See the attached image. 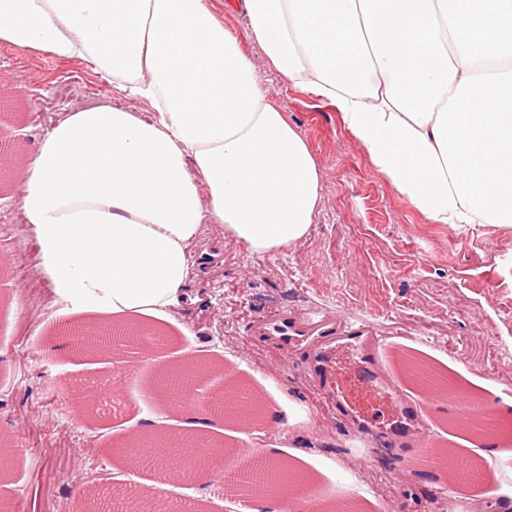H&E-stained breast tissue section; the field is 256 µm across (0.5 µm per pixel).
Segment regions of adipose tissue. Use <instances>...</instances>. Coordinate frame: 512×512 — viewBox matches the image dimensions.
I'll return each instance as SVG.
<instances>
[{
  "label": "adipose tissue",
  "mask_w": 512,
  "mask_h": 512,
  "mask_svg": "<svg viewBox=\"0 0 512 512\" xmlns=\"http://www.w3.org/2000/svg\"><path fill=\"white\" fill-rule=\"evenodd\" d=\"M228 4L431 223L512 227V78L478 79L512 62V0ZM0 44L84 61L124 99L59 118L17 182L62 315L123 330L196 304L206 223L257 253L308 234L318 165L209 0H0Z\"/></svg>",
  "instance_id": "obj_1"
}]
</instances>
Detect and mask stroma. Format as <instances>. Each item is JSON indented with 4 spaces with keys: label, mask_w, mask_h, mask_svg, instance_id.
<instances>
[{
    "label": "stroma",
    "mask_w": 512,
    "mask_h": 512,
    "mask_svg": "<svg viewBox=\"0 0 512 512\" xmlns=\"http://www.w3.org/2000/svg\"><path fill=\"white\" fill-rule=\"evenodd\" d=\"M225 3L213 0L225 29L252 59L262 90L309 145L321 174L320 199L307 236L276 254L253 253L206 232L189 281L201 300L172 313L164 329L174 343L150 351L140 345L62 355L50 341L61 318L49 288L42 283L31 292L15 279L18 261L26 262L30 276L38 270L17 218L13 171L27 161L54 113L96 104L111 88L83 61L0 45V88L20 86L17 106L0 110V141L15 149L0 163V217L10 229L9 241H0V443L9 445L0 502L19 505L32 461L54 465L55 444L68 448L70 465L50 489L44 512H87L99 490L126 486V472L113 466V442L129 437L130 409L144 392V378L183 363L182 351L190 347L196 360L214 368L215 380L241 382L271 407L256 434L240 422L218 423L208 434L214 444L274 449L313 486L330 492L344 486L360 512H378L373 478L402 471L406 481L394 495L399 512H442L435 488L449 478L444 460L419 462V450L397 447L382 422L371 444L361 445L356 416L371 413L372 405L351 379L347 358L339 360V382L352 413L332 407L317 417L310 400L318 384L302 370L308 350L284 353L251 335L248 324L282 309L363 321L475 396L512 393V227L430 223L378 171L335 108L288 82L251 39L247 18ZM73 78L80 82L77 94L62 95ZM48 105L53 114L45 113ZM13 304L18 313L12 318ZM19 323L28 330L23 365L14 342ZM88 381L110 387L97 397L105 407L101 417L90 420L52 403L53 392L67 395L73 384ZM399 382L432 423L436 446L483 467V483L457 484L459 501L469 512H512V459L500 455L512 449V425L497 439L470 436L428 404L422 385L404 375ZM358 454L367 463L356 473ZM226 463L223 456L209 463V481L173 482L169 497L205 512H238L236 499L212 501Z\"/></svg>",
    "instance_id": "stroma-1"
}]
</instances>
